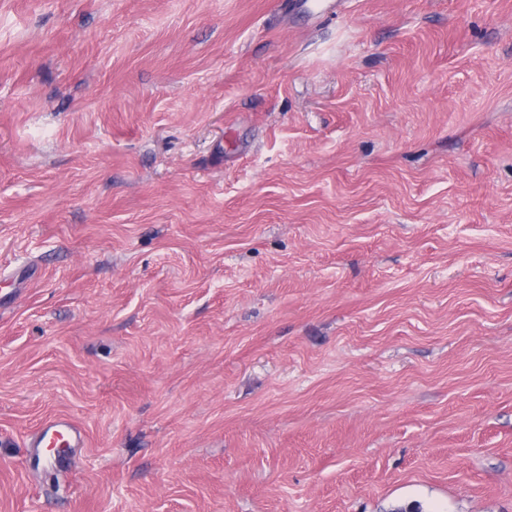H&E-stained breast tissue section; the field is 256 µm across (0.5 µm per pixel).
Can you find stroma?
Segmentation results:
<instances>
[{
  "label": "stroma",
  "instance_id": "1",
  "mask_svg": "<svg viewBox=\"0 0 512 512\" xmlns=\"http://www.w3.org/2000/svg\"><path fill=\"white\" fill-rule=\"evenodd\" d=\"M304 2L0 0V512H512V0ZM65 436L69 438V445L72 442L74 447L78 446L81 438L80 432L69 420L65 418L50 419L41 428L37 446L47 444V447H55L59 441L64 440Z\"/></svg>",
  "mask_w": 512,
  "mask_h": 512
}]
</instances>
